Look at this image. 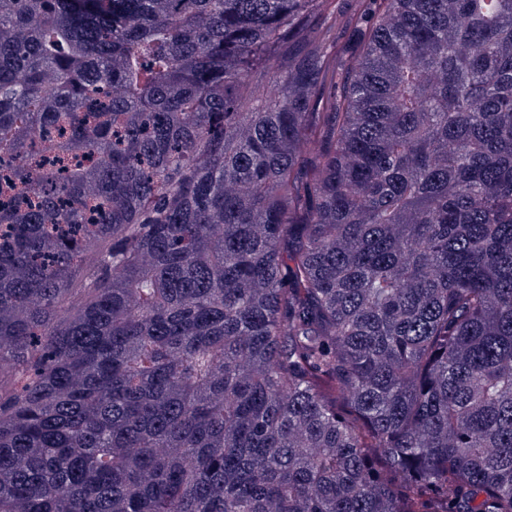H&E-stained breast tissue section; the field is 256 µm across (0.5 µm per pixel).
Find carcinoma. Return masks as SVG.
I'll use <instances>...</instances> for the list:
<instances>
[{
    "instance_id": "obj_1",
    "label": "carcinoma",
    "mask_w": 512,
    "mask_h": 512,
    "mask_svg": "<svg viewBox=\"0 0 512 512\" xmlns=\"http://www.w3.org/2000/svg\"><path fill=\"white\" fill-rule=\"evenodd\" d=\"M4 377L0 512H512V0H0Z\"/></svg>"
}]
</instances>
